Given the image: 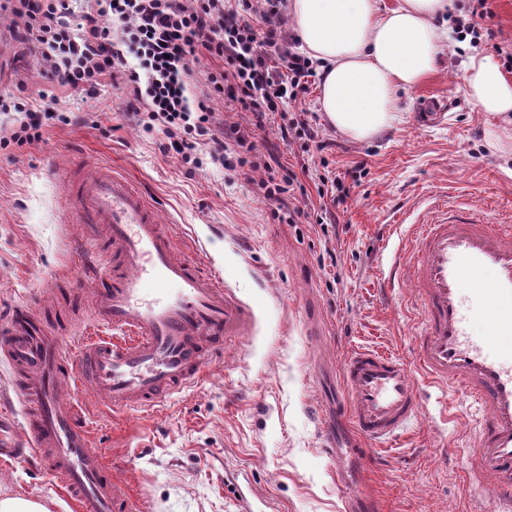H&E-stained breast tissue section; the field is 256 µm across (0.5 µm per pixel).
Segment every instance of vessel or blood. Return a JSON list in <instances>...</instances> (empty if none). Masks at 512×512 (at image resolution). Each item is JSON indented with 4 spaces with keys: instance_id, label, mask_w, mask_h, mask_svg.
<instances>
[{
    "instance_id": "1",
    "label": "vessel or blood",
    "mask_w": 512,
    "mask_h": 512,
    "mask_svg": "<svg viewBox=\"0 0 512 512\" xmlns=\"http://www.w3.org/2000/svg\"><path fill=\"white\" fill-rule=\"evenodd\" d=\"M67 216L102 224L99 250L111 262L90 264L73 289H90L96 321L108 336L49 335L43 320L19 306L0 326V360L18 375L14 398L25 415L28 447L0 448L12 462L36 459L79 512H130L128 490L112 477L61 383L76 377L112 410L154 409L202 381L210 359L251 335L253 308L215 274L180 254L158 211L130 181L99 165L65 185ZM413 248L394 266L420 303L423 331L415 361L361 348L341 379L353 398L346 411L360 439L379 445L418 418L420 383L453 399L439 418L475 404L481 423L466 453L473 493L492 488L499 512H512V213L497 224L474 212L435 206L412 227ZM482 299L484 335L470 332Z\"/></svg>"
}]
</instances>
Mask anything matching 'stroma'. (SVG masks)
<instances>
[{
    "label": "stroma",
    "instance_id": "stroma-1",
    "mask_svg": "<svg viewBox=\"0 0 512 512\" xmlns=\"http://www.w3.org/2000/svg\"><path fill=\"white\" fill-rule=\"evenodd\" d=\"M16 29L9 0H0V90L45 95L59 117L41 141L0 151V310L60 311L71 316L72 335L100 332L90 296L67 292L95 241L67 221L64 186L76 164L89 174L106 163L158 208L183 252L215 270L258 317L253 337L209 363L204 382L152 412H115L86 390L76 397L135 512H243L247 503L254 512H469L459 450L477 408L441 425L440 393L428 390L411 429L368 451L345 415L340 378L358 347L413 361L419 314L407 286L382 288L381 269L433 199L478 210L491 224L512 204V148L496 141L504 121L468 98L461 41L450 38L437 69L400 92L401 121L375 138L354 141L331 127L317 82L304 106L318 115L325 149L284 142L273 125L251 129L249 113H236L263 161L296 171L304 188L296 203L326 213L336 226L326 233L279 221L253 183L221 166L190 170L163 152V134L134 121L122 78L104 79L90 99L62 88ZM429 96L446 109L425 125L419 112ZM322 175L348 188L343 203L318 195ZM13 379L0 363V435L22 442ZM4 494L75 512L35 464L0 461Z\"/></svg>",
    "mask_w": 512,
    "mask_h": 512
}]
</instances>
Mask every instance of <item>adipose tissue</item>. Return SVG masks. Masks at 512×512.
Masks as SVG:
<instances>
[{"mask_svg":"<svg viewBox=\"0 0 512 512\" xmlns=\"http://www.w3.org/2000/svg\"><path fill=\"white\" fill-rule=\"evenodd\" d=\"M449 0H290L300 49L319 62L328 122L364 141L401 118L400 91L418 84L444 51ZM468 97L491 116L512 114V81L478 53L464 66Z\"/></svg>","mask_w":512,"mask_h":512,"instance_id":"adipose-tissue-1","label":"adipose tissue"}]
</instances>
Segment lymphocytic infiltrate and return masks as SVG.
Masks as SVG:
<instances>
[{
	"instance_id": "lymphocytic-infiltrate-1",
	"label": "lymphocytic infiltrate",
	"mask_w": 512,
	"mask_h": 512,
	"mask_svg": "<svg viewBox=\"0 0 512 512\" xmlns=\"http://www.w3.org/2000/svg\"><path fill=\"white\" fill-rule=\"evenodd\" d=\"M282 2L93 0L76 18L70 0H11L28 40L61 86L90 97L104 76L123 74L138 122L164 134V151L191 169L209 161L239 176L260 172L264 199L293 224L305 214L289 204L296 173L257 161L248 132L230 119L234 112L250 113L259 130L279 119L285 141L319 136L307 112L288 109L306 96L316 71L311 59L287 46L277 23ZM202 57L214 68L195 94L192 64ZM218 99L227 119L216 116ZM0 112L13 117L0 150L41 140L56 118L36 109L33 99L6 94L0 95Z\"/></svg>"
}]
</instances>
